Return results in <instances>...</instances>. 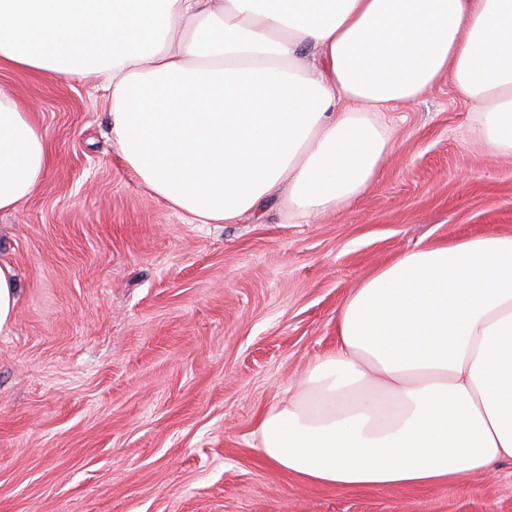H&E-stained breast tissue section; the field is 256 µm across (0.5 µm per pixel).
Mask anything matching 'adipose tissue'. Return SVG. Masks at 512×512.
<instances>
[{"label": "adipose tissue", "instance_id": "obj_1", "mask_svg": "<svg viewBox=\"0 0 512 512\" xmlns=\"http://www.w3.org/2000/svg\"><path fill=\"white\" fill-rule=\"evenodd\" d=\"M110 97L127 170L191 224L292 221L363 195L392 150L382 112L441 78L512 154V0H0V65ZM50 165L0 89V212ZM259 451L340 490L448 483L512 461V234L415 247L336 315V348L258 418Z\"/></svg>", "mask_w": 512, "mask_h": 512}]
</instances>
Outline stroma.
Segmentation results:
<instances>
[{
  "label": "stroma",
  "mask_w": 512,
  "mask_h": 512,
  "mask_svg": "<svg viewBox=\"0 0 512 512\" xmlns=\"http://www.w3.org/2000/svg\"><path fill=\"white\" fill-rule=\"evenodd\" d=\"M51 165L0 213L22 288L0 334V512H512V462L425 488L336 490L267 465L256 421L336 347L352 288L407 250L512 233V156L440 80L386 113L358 200L307 224H189L124 168L96 79L9 68Z\"/></svg>",
  "instance_id": "1"
}]
</instances>
